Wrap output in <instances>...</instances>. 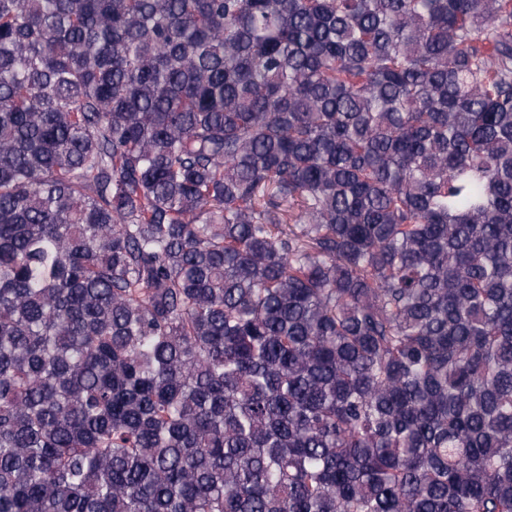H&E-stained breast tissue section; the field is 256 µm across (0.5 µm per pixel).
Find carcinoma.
<instances>
[{"label":"carcinoma","mask_w":512,"mask_h":512,"mask_svg":"<svg viewBox=\"0 0 512 512\" xmlns=\"http://www.w3.org/2000/svg\"><path fill=\"white\" fill-rule=\"evenodd\" d=\"M0 512H512V0H0Z\"/></svg>","instance_id":"1"}]
</instances>
